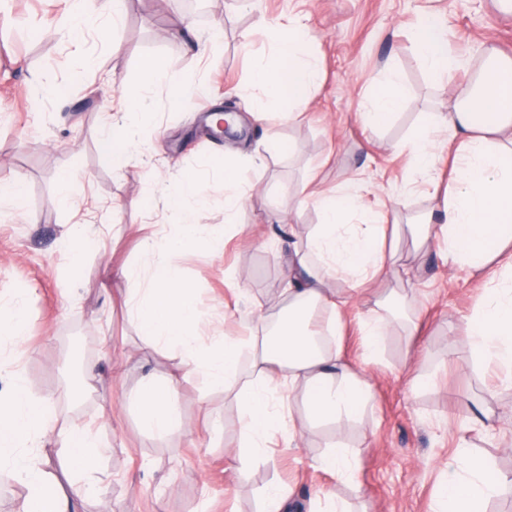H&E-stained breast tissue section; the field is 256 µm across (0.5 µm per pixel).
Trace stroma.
<instances>
[{"label": "stroma", "instance_id": "35a3bbf8", "mask_svg": "<svg viewBox=\"0 0 512 512\" xmlns=\"http://www.w3.org/2000/svg\"><path fill=\"white\" fill-rule=\"evenodd\" d=\"M209 4V15L194 17L187 36L182 0H128L117 31L122 49L113 54L95 26L77 44L56 34L66 0H0V101L6 106L0 112V185L18 180L24 189L22 210L0 208V300L27 299L30 354L22 369L30 393L49 399L57 427L106 428L103 481L72 512H261L264 491L274 483L289 495L288 512H327V491L351 512H435L448 461L462 472L474 459L512 471V375L475 362L457 332L489 283L448 269L434 254L418 280L392 281L397 292L411 296L401 312L416 328L394 329L375 360L366 357L367 306L360 296L350 300L338 342L373 388L360 419L341 428L306 426L296 448L271 431L268 456L250 462L244 476L224 468L229 450L240 444L236 406L193 372L179 349L136 356L139 336L125 304L131 283L115 269L140 271L143 288L156 254H163L196 288L204 336L249 335L257 316L276 323L284 306L272 290L284 272L278 240L290 234L305 239L320 220L303 201V184L312 178L330 190L359 180L367 207L406 223L448 184L444 160L430 179L413 175L411 139L424 113L467 98L485 48L512 58V8L502 0H256L246 10L226 0ZM432 12L445 18L456 60L440 79L409 39ZM290 16L300 17L314 36L322 71L309 106L287 122L273 105L263 123L245 118L240 133L209 138L201 130L205 110L227 106L243 114L250 73L268 51L261 30ZM246 29L255 32L247 49L240 43ZM209 38L215 48L198 56L192 40ZM154 54L167 57L177 79L205 85L206 107H174L159 86L146 94L143 112L119 111L118 83L135 82ZM391 70L404 83V104L389 125L368 127L359 114ZM108 72L116 83L105 82ZM108 122L132 140L124 164L99 147ZM271 139L280 151L246 171L248 188L265 204H245L234 217L250 236L225 235L217 162L225 148L247 155ZM180 169L199 173V221L206 234L223 238L222 249L169 248L184 214L164 197ZM64 171L75 175L66 200L58 185ZM404 194L406 209L394 211ZM70 233L89 241L74 270L62 244ZM236 270L245 275L246 290L236 288ZM91 360L98 364L93 385L82 388L76 412H63L58 388L81 379ZM149 372L179 378L183 425L158 439L141 436L134 400ZM463 425L472 428L471 446L460 451L455 435ZM339 439L357 451L351 483L309 464Z\"/></svg>", "mask_w": 512, "mask_h": 512}]
</instances>
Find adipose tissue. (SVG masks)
I'll list each match as a JSON object with an SVG mask.
<instances>
[{"mask_svg": "<svg viewBox=\"0 0 512 512\" xmlns=\"http://www.w3.org/2000/svg\"><path fill=\"white\" fill-rule=\"evenodd\" d=\"M93 18L120 25L122 0H70L65 29L81 28ZM413 41L432 74L447 71L452 60L436 15H428L414 32ZM311 46L312 39L297 18L276 25L267 60L250 74L249 83L255 90L248 108L252 119L261 120L268 105L276 103L284 119L292 121L309 105L319 80ZM486 54L487 63L474 74L471 96L447 111L422 118L421 132L413 142L417 171L427 172L443 149L453 156L454 166L441 216L428 211L408 226L415 257L425 256L435 241L444 245L446 263L464 266L474 276L484 275L493 265L512 272V59L491 47ZM160 84L168 86L171 99L183 105L199 91L198 85L175 80L167 58L157 54L143 65L138 84L122 91L119 108L140 111L145 95ZM404 99L400 75L390 72L383 90L363 113L364 124H387ZM263 161L260 154L248 160L225 158L221 167L225 216H233L247 198V164ZM302 192L319 211L321 221L305 244L292 242L285 250L286 272L276 290L288 304L276 329L260 336H228L220 346H206L199 332L203 314L195 289L162 260L148 287L135 289L130 300L129 313L142 349L184 348L208 384L223 388L235 403L240 433L247 441L246 447L227 456L229 470L237 474L243 472L248 459L263 455V440L283 425L273 404V386H301L308 414L318 422L351 420L371 401L369 381L345 362L341 349L315 343L316 336L339 332L342 310L348 303L339 285H348L373 302L364 322L369 356H377L395 327L381 311L394 296L388 283L398 274L396 253L385 246L381 214L363 202L362 184L351 179L326 191L308 183ZM200 196L197 176L182 173L166 197L168 204L186 213L170 248L187 249L202 239L203 227L194 211ZM462 334L474 359L492 358L512 369V287L494 289L464 320ZM248 351L253 360L245 369L241 358ZM135 399L141 406L143 434L161 437L180 426L176 378L145 375ZM54 433L48 402L31 395L24 374L13 371L10 390L0 392V465L9 467L27 489L21 512H68L71 500L85 496L84 476L101 469L102 448L92 431L72 426L58 435V456L68 474L67 487H60L36 462L41 444ZM509 486L512 475L474 460L468 475L449 472L438 500L445 512H480L483 503Z\"/></svg>", "mask_w": 512, "mask_h": 512, "instance_id": "adipose-tissue-1", "label": "adipose tissue"}]
</instances>
